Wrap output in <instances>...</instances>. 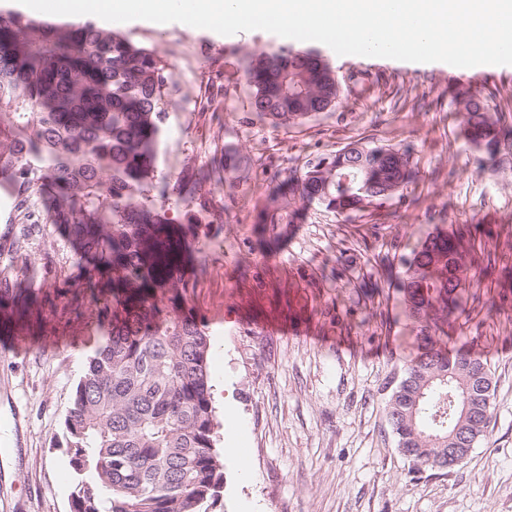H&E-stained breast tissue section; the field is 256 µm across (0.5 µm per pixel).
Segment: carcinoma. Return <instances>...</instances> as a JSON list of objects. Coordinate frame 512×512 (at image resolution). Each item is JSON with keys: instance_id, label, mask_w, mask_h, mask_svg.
<instances>
[{"instance_id": "1", "label": "carcinoma", "mask_w": 512, "mask_h": 512, "mask_svg": "<svg viewBox=\"0 0 512 512\" xmlns=\"http://www.w3.org/2000/svg\"><path fill=\"white\" fill-rule=\"evenodd\" d=\"M251 108L274 126L327 111L336 75L312 45L241 62ZM172 74L153 51L88 20L0 12V189L51 194L55 227L88 267L99 346L64 420L76 485L71 512H208L224 488L215 447L211 337L186 306L193 224H172L148 199L184 185L155 179ZM461 132L490 155L512 140L487 99L455 90ZM413 150L341 149L270 199L264 224H290L288 195L339 215L382 204L416 176ZM474 260L462 236L437 228L406 257L396 291L418 353L387 402L399 453L414 470L441 469L461 436H485L492 373L481 356L448 350L467 314Z\"/></svg>"}]
</instances>
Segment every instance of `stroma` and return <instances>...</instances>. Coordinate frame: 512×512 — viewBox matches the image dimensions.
<instances>
[{
	"label": "stroma",
	"instance_id": "stroma-1",
	"mask_svg": "<svg viewBox=\"0 0 512 512\" xmlns=\"http://www.w3.org/2000/svg\"><path fill=\"white\" fill-rule=\"evenodd\" d=\"M169 66L159 178L209 180L150 197L175 224H195L189 305L212 339L213 404L224 493L216 512H512V145L488 155L466 142L452 92L493 94L512 111V65L411 66L324 54L341 81L332 111L273 127L250 108L236 60L286 45L253 30L221 35L182 23H111ZM410 143L417 178L346 218L294 201L279 241L256 222L267 198L353 141ZM41 205L0 194V240L23 239L28 266H63L36 283L19 315L0 304V512H70L74 473L63 420L95 346L94 307L74 302L87 274ZM472 225L478 253L465 292L470 319L450 347L482 351L495 386L492 420L467 463L410 470L385 417L414 333L393 284L436 227ZM53 336L57 345L45 349Z\"/></svg>",
	"mask_w": 512,
	"mask_h": 512
}]
</instances>
